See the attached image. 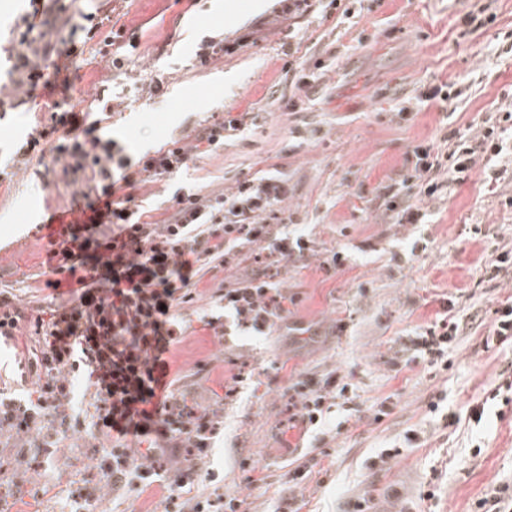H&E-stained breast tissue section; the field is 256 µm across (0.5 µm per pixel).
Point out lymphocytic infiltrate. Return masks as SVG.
I'll list each match as a JSON object with an SVG mask.
<instances>
[{
	"mask_svg": "<svg viewBox=\"0 0 512 512\" xmlns=\"http://www.w3.org/2000/svg\"><path fill=\"white\" fill-rule=\"evenodd\" d=\"M28 2L23 31L0 44L19 92L0 97V112L28 104L37 87L54 89L41 63L58 55L54 35L72 23L67 0ZM61 106L58 100L47 103V124L33 128L7 165L51 151L66 173L84 183L81 198L89 214L73 218L49 239V255L57 263L46 282L47 306H25L0 291V342L14 340L21 326L32 330L31 346L13 363L32 386L23 394L0 390V438L28 441L44 454L70 431L96 439L101 478L73 491L81 512H98L105 488L133 490L160 481L159 461L182 454L188 464L178 471L169 507L239 512L241 502L231 496L184 495L208 456L219 415L175 397L167 355L189 330L179 310L194 299L208 271L219 265L232 269L248 250H265L275 262L311 252L306 235L284 227L288 182L272 165L213 198L183 185L169 199L171 216L154 219L153 206L137 201V192L147 179L177 176L187 166L189 148L133 157L118 141L102 138L98 122L88 121L86 113ZM509 123L512 104L497 119L415 146L408 180L418 196L441 197L449 177L481 160L491 163V180L504 179L511 170L499 159L507 153L503 134ZM295 302L262 269L225 284L215 310L201 321L220 336L231 324L262 336L288 328ZM459 331L449 312L436 313L415 340L423 362L435 367ZM291 390L297 418L317 428L332 394L347 386L332 375L320 381L300 377Z\"/></svg>",
	"mask_w": 512,
	"mask_h": 512,
	"instance_id": "1",
	"label": "lymphocytic infiltrate"
}]
</instances>
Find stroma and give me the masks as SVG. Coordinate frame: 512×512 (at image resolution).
Here are the masks:
<instances>
[{"label":"stroma","mask_w":512,"mask_h":512,"mask_svg":"<svg viewBox=\"0 0 512 512\" xmlns=\"http://www.w3.org/2000/svg\"><path fill=\"white\" fill-rule=\"evenodd\" d=\"M278 0H74L75 13L102 24L94 36L61 30L76 46L70 104L89 109L108 81L113 134L136 149L175 139L193 143L208 117L249 113L248 129L214 150L194 153L172 182H150L141 196L164 205L184 182L215 196L278 164L284 202L313 255L290 262L283 285L298 297L290 320L300 333L217 336L200 321L223 273L206 274L184 309L192 329L168 354L178 395L202 408L224 405V428L201 464L193 494L237 497L242 512H476L479 499L512 483V404L475 420L504 378L512 346L485 347L494 311L512 297V279H490L486 263L512 243V181L487 186L481 167L450 181L444 197L422 201L424 224H398L381 200L399 190L416 145L494 115L512 102V0H351L350 18L331 0L287 21ZM494 21H486V14ZM122 31L137 48L124 66L101 56ZM253 39L209 65L193 60L201 38ZM320 63V78L299 89L294 60ZM449 84L455 114L438 104L407 107L420 83ZM303 104L288 109L289 101ZM76 187L53 154L0 180V288L45 285L47 230L39 218L69 210ZM425 252H413L417 238ZM344 250L343 267L322 260ZM452 297L462 329L447 365L424 370L414 332ZM348 385L328 427L294 420L289 387L298 374ZM242 383H234V375ZM236 385L233 399L226 386ZM439 400L437 412L427 404ZM396 449L385 457L386 449ZM0 446V485L14 489L9 512H72L71 481L97 474L91 440L74 433L54 456ZM307 476L297 480V470ZM431 500H423L426 491Z\"/></svg>","instance_id":"stroma-1"}]
</instances>
